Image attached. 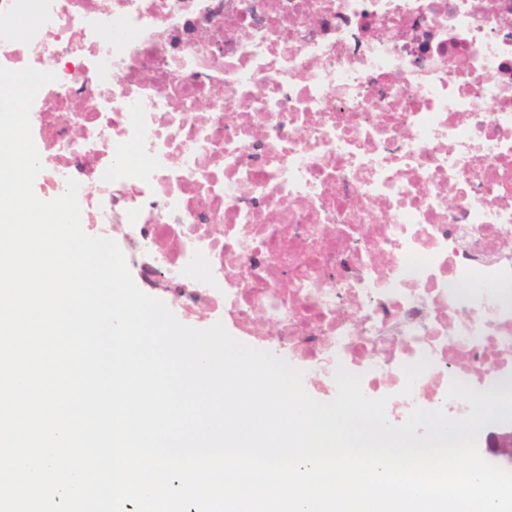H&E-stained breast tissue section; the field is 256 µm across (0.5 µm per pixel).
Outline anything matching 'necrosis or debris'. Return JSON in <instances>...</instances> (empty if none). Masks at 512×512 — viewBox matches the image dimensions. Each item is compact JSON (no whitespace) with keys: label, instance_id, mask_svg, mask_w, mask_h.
Wrapping results in <instances>:
<instances>
[{"label":"necrosis or debris","instance_id":"4bbe7bcc","mask_svg":"<svg viewBox=\"0 0 512 512\" xmlns=\"http://www.w3.org/2000/svg\"><path fill=\"white\" fill-rule=\"evenodd\" d=\"M0 66L187 314L397 419L512 390V0H0Z\"/></svg>","mask_w":512,"mask_h":512}]
</instances>
